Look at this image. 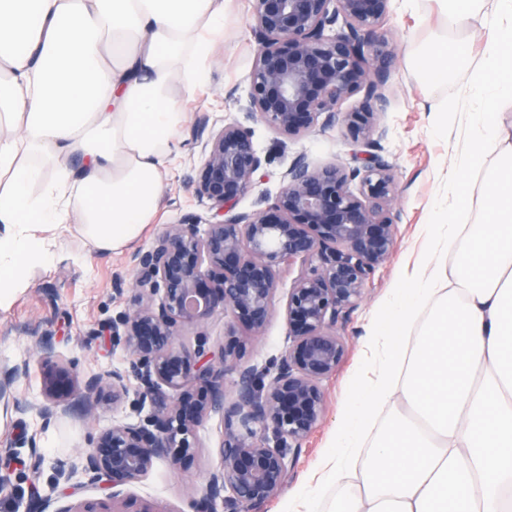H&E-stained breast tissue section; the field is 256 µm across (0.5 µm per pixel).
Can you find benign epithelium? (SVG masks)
I'll return each mask as SVG.
<instances>
[{
    "label": "benign epithelium",
    "mask_w": 512,
    "mask_h": 512,
    "mask_svg": "<svg viewBox=\"0 0 512 512\" xmlns=\"http://www.w3.org/2000/svg\"><path fill=\"white\" fill-rule=\"evenodd\" d=\"M390 0H254L251 31L258 44L249 86L253 111L275 131L305 136L346 127L350 162L316 166L300 154L266 210L237 212L241 196L263 167L252 130L236 122L195 129L200 165L195 194L210 216L188 213L147 250L131 256L136 291L121 319L139 393L153 404L142 422L115 421L79 460L57 462L75 488L54 512H158L128 493L156 461L174 467L197 447V429L225 410L224 376L237 373L234 402L224 416L219 461L200 489L195 512H263L288 484L302 443L324 417L322 381L345 354L339 332L376 270L392 255L397 214L394 164L382 154L386 129L374 105L385 103L388 42L376 37ZM362 93V104L341 111ZM303 268L288 289V349L258 368L240 360L246 340L231 335L218 353L176 346L184 331L230 314L248 335H263L280 271ZM38 360L44 420L72 407L70 395L117 404L129 391L120 369L80 383L45 343ZM30 361L0 366V401ZM273 437L271 446L268 437ZM104 494L74 499L83 484Z\"/></svg>",
    "instance_id": "benign-epithelium-1"
}]
</instances>
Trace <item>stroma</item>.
Returning a JSON list of instances; mask_svg holds the SVG:
<instances>
[{
    "mask_svg": "<svg viewBox=\"0 0 512 512\" xmlns=\"http://www.w3.org/2000/svg\"><path fill=\"white\" fill-rule=\"evenodd\" d=\"M252 6L253 0H232L224 16V34L208 62V81L177 99L186 114L179 134L180 153L163 182L154 224L131 244L104 256L97 255L77 232L61 234L60 260L31 268L29 287L17 293L8 306L0 307V364L36 359L39 346L49 343L78 379L115 368L130 373L129 356L110 328L134 299L131 256L150 248L166 225L183 215L207 212L193 189L199 154L191 142L196 116L205 114L213 121L224 118L253 132L264 165L237 205L243 212L266 208L297 155H306L317 166L348 162L350 146L344 127L289 139L251 110L249 81L257 51L249 27ZM379 36L393 52L391 78L383 89L387 103L379 121L387 130L383 154L394 164L396 246L342 330L344 358L336 372L322 382L324 418L304 443L285 492L270 501L265 512H290L289 494L306 487L316 495V512H334L336 508L337 487L324 481L336 421L348 394L359 391L372 376L370 353L362 339L366 324L384 312L401 289L411 285L427 250L448 182V163L462 144L460 130L465 116L455 112V104H464L466 111L496 113L499 122L512 131V100L478 103L469 99V64H462L442 83L428 80L412 67L413 58L442 36L469 39L472 54H479L484 32L453 24L439 0H391ZM300 270L296 263L283 271L264 334L248 343L242 365L261 367L285 352L286 297ZM138 385L137 378L131 377L129 392L119 405L91 397L71 415L47 422L39 414L45 400L38 373L19 378L13 394L26 406V413L0 409V438H11L17 457L10 467H0V512H27L34 491L59 499L65 486L55 479L56 460L87 451L92 438L114 420L137 422L150 414L151 403L139 396ZM223 432V413L211 414L199 427V445L191 449L182 469L158 460L132 486V494L150 501L160 512H193L196 493L217 462Z\"/></svg>",
    "mask_w": 512,
    "mask_h": 512,
    "instance_id": "obj_1",
    "label": "stroma"
}]
</instances>
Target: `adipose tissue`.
Listing matches in <instances>:
<instances>
[{"instance_id":"ef3b65f1","label":"adipose tissue","mask_w":512,"mask_h":512,"mask_svg":"<svg viewBox=\"0 0 512 512\" xmlns=\"http://www.w3.org/2000/svg\"><path fill=\"white\" fill-rule=\"evenodd\" d=\"M486 31L472 69L479 100L512 99V0H453ZM225 0H0V303L54 264L46 227L76 224L97 252L154 220L185 120L174 85L208 78ZM443 39L414 64L433 81L467 61ZM452 161L457 205L481 173L485 217L434 225L413 285L368 330L374 375L335 430L337 512H512V139L495 113L469 115ZM80 155L78 167L69 159ZM457 249L452 267L442 258ZM386 431L366 433L390 403Z\"/></svg>"}]
</instances>
